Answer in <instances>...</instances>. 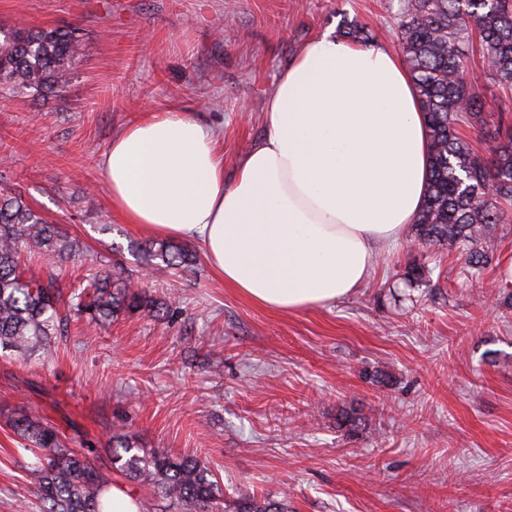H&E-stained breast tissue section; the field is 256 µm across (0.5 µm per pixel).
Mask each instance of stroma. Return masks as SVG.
Wrapping results in <instances>:
<instances>
[{
	"label": "stroma",
	"instance_id": "1",
	"mask_svg": "<svg viewBox=\"0 0 512 512\" xmlns=\"http://www.w3.org/2000/svg\"><path fill=\"white\" fill-rule=\"evenodd\" d=\"M400 0H0V27L77 26L82 54L57 95L0 97V192L26 200L80 245L63 286L111 269L164 310L100 329L72 319L51 354L0 353V512H41L33 456L7 426L24 410L109 465L113 434L204 463L224 512L246 494L288 512H512V205L495 257L472 274L414 231L382 245L367 283L298 313L226 288L202 255L181 272L134 256L148 235L113 211L101 162L145 112L195 110L232 182L265 133L280 73L309 37L353 25L399 50ZM467 78L499 107L463 124L481 154L512 124L479 55ZM425 268L408 282V267ZM361 417L355 432L341 411Z\"/></svg>",
	"mask_w": 512,
	"mask_h": 512
}]
</instances>
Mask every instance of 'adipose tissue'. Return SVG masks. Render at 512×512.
I'll return each mask as SVG.
<instances>
[{
  "label": "adipose tissue",
  "mask_w": 512,
  "mask_h": 512,
  "mask_svg": "<svg viewBox=\"0 0 512 512\" xmlns=\"http://www.w3.org/2000/svg\"><path fill=\"white\" fill-rule=\"evenodd\" d=\"M427 124L402 56L324 30L277 82L265 134L232 184L212 129L187 108L145 113L102 168L112 207L160 237L199 242L226 287L297 312L367 282L428 192Z\"/></svg>",
  "instance_id": "obj_1"
}]
</instances>
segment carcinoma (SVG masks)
<instances>
[{"mask_svg": "<svg viewBox=\"0 0 512 512\" xmlns=\"http://www.w3.org/2000/svg\"><path fill=\"white\" fill-rule=\"evenodd\" d=\"M479 39L484 67L493 82L512 93V0H403L398 40L412 72L421 110L428 118V196L415 224L417 238L466 255L481 272L494 254L497 225L508 221L512 201V129L506 128L491 156L480 154L458 126L483 120V98L466 78L469 46ZM83 46L80 29L32 28L23 23L0 29V87L63 91ZM63 261L76 255L62 235L20 193L0 195V351L28 357L49 354L68 324L65 308L102 326L123 312H153L158 304L131 279L101 276L91 291L69 295L50 272L46 280L25 279L22 254ZM140 253L145 264L172 269L194 256L171 242L150 241ZM30 446L31 469L43 512H112L105 499L110 479L86 455L69 448L55 427L26 412L9 420ZM112 468L126 479L153 488L156 498L181 512H222L224 489L205 465L147 450L126 434L114 435ZM235 512H288L287 503L255 494L239 498Z\"/></svg>", "mask_w": 512, "mask_h": 512, "instance_id": "cac0c4a2", "label": "carcinoma"}]
</instances>
